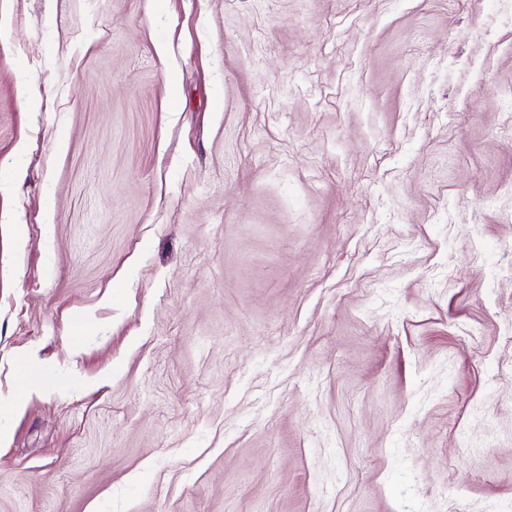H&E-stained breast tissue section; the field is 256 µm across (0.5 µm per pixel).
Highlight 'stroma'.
<instances>
[{
  "label": "stroma",
  "mask_w": 512,
  "mask_h": 512,
  "mask_svg": "<svg viewBox=\"0 0 512 512\" xmlns=\"http://www.w3.org/2000/svg\"><path fill=\"white\" fill-rule=\"evenodd\" d=\"M504 0H0V512H512Z\"/></svg>",
  "instance_id": "35a3bbf8"
}]
</instances>
